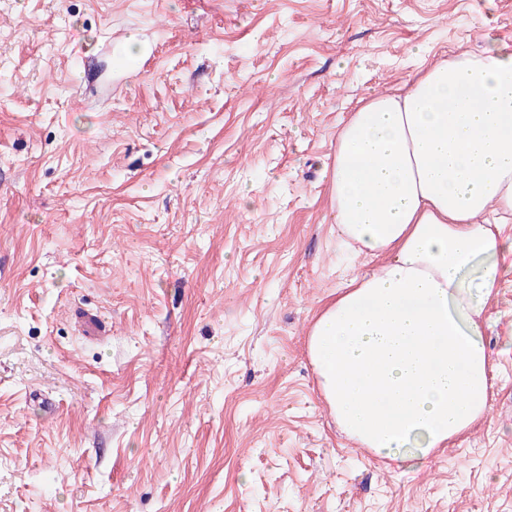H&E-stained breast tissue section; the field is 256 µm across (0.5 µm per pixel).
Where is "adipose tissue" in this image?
I'll use <instances>...</instances> for the list:
<instances>
[{"label":"adipose tissue","instance_id":"ef3b65f1","mask_svg":"<svg viewBox=\"0 0 512 512\" xmlns=\"http://www.w3.org/2000/svg\"><path fill=\"white\" fill-rule=\"evenodd\" d=\"M355 272L308 349L340 430L425 457L489 408L482 336L512 241V52L492 45L372 94L328 157Z\"/></svg>","mask_w":512,"mask_h":512}]
</instances>
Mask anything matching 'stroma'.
I'll return each mask as SVG.
<instances>
[{
	"label": "stroma",
	"instance_id": "35a3bbf8",
	"mask_svg": "<svg viewBox=\"0 0 512 512\" xmlns=\"http://www.w3.org/2000/svg\"><path fill=\"white\" fill-rule=\"evenodd\" d=\"M495 41L512 0H0V512H512V281L487 414L421 461L349 441L307 349L371 265L349 112Z\"/></svg>",
	"mask_w": 512,
	"mask_h": 512
}]
</instances>
